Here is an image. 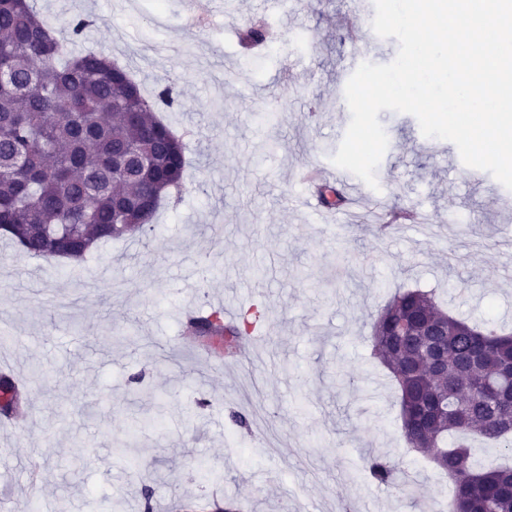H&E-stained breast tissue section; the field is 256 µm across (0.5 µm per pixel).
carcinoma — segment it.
I'll return each mask as SVG.
<instances>
[{"label": "carcinoma", "instance_id": "1", "mask_svg": "<svg viewBox=\"0 0 512 512\" xmlns=\"http://www.w3.org/2000/svg\"><path fill=\"white\" fill-rule=\"evenodd\" d=\"M89 24L75 16L57 31L29 0H0V236L29 256L80 260L102 241L144 233L186 179L187 145L155 115L171 88L152 100L112 58L62 53V32L76 38ZM123 149L152 165L113 170ZM259 317L248 311L226 324L215 310L195 328L225 331L230 348ZM368 342L396 382L408 444L452 481V512H512V467L479 464L471 444L512 446V403L499 397L512 388V334L408 289L383 308ZM0 396V415H13L20 389L7 375ZM366 471L378 487L397 479L382 455L367 457Z\"/></svg>", "mask_w": 512, "mask_h": 512}]
</instances>
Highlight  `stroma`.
<instances>
[{"label": "stroma", "instance_id": "obj_1", "mask_svg": "<svg viewBox=\"0 0 512 512\" xmlns=\"http://www.w3.org/2000/svg\"><path fill=\"white\" fill-rule=\"evenodd\" d=\"M58 27L90 17L70 50L102 52L145 95L190 167L153 229L100 243L84 262L23 254L0 239V326L35 370L0 452V512H154L233 502L237 512H434L452 482L402 430L399 395L371 356L374 319L396 291H435L445 310L512 332V190L475 181L454 143L381 111L388 148L346 228L300 206L303 165L331 170L350 122L342 69L360 43L358 0H233L205 33L210 0H32ZM264 21L268 40L240 41ZM308 35L297 46L298 35ZM424 224L384 238L372 196ZM467 215L453 224L449 213ZM267 310L247 363L218 362L185 327L193 309ZM249 415L250 428L234 414ZM399 469L371 485L365 460Z\"/></svg>", "mask_w": 512, "mask_h": 512}]
</instances>
